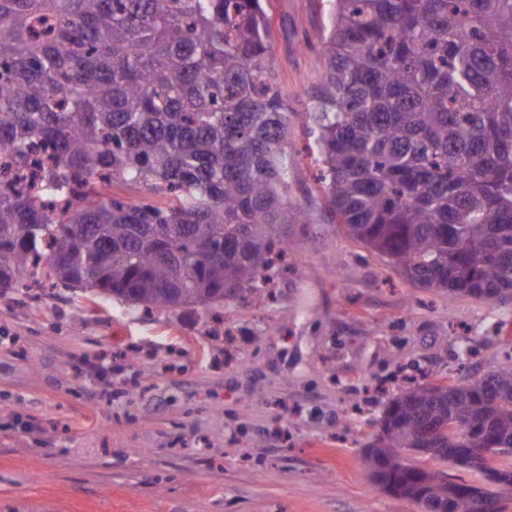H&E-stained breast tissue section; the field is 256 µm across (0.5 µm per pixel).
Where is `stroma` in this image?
I'll return each mask as SVG.
<instances>
[{"label":"stroma","instance_id":"obj_1","mask_svg":"<svg viewBox=\"0 0 512 512\" xmlns=\"http://www.w3.org/2000/svg\"><path fill=\"white\" fill-rule=\"evenodd\" d=\"M325 0H270L302 110ZM272 299L144 314L64 288L0 293V512H419L365 445L409 380L512 355V304L416 287L334 224Z\"/></svg>","mask_w":512,"mask_h":512}]
</instances>
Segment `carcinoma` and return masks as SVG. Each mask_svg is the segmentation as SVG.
Segmentation results:
<instances>
[{
  "label": "carcinoma",
  "mask_w": 512,
  "mask_h": 512,
  "mask_svg": "<svg viewBox=\"0 0 512 512\" xmlns=\"http://www.w3.org/2000/svg\"><path fill=\"white\" fill-rule=\"evenodd\" d=\"M265 2L0 0V152L25 169L53 151L47 205L0 175V292L211 311L261 298L288 234L322 222L418 287L512 304V0H327L303 112ZM299 119L317 211L291 199ZM491 443L512 448V359L410 382L366 463L420 508L483 512L512 499V467L474 464Z\"/></svg>",
  "instance_id": "cac0c4a2"
}]
</instances>
